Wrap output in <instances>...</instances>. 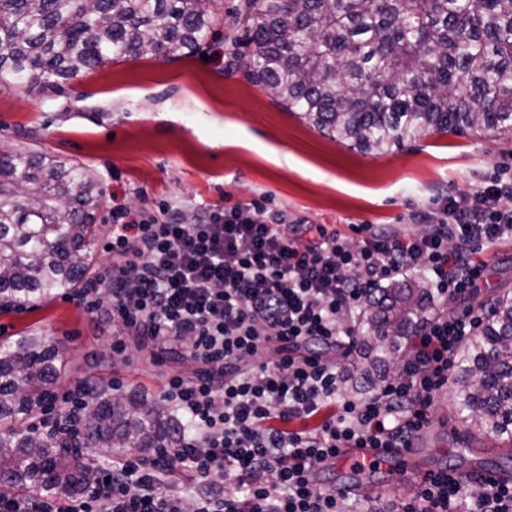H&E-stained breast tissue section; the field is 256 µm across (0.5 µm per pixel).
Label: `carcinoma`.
<instances>
[{
  "label": "carcinoma",
  "mask_w": 512,
  "mask_h": 512,
  "mask_svg": "<svg viewBox=\"0 0 512 512\" xmlns=\"http://www.w3.org/2000/svg\"><path fill=\"white\" fill-rule=\"evenodd\" d=\"M217 0H0V75L41 92L114 61L196 54ZM230 53L253 46L245 75L311 126L382 154L430 133L512 136V0H240ZM465 86L467 93H459ZM98 183L78 165L0 153V307L83 287L97 238ZM431 305L422 280L379 289L359 322L360 360L344 384L378 383L387 357L420 331ZM64 370L36 332L0 342V487L78 492L96 458L170 448L181 435L162 400L91 388L83 441L29 427ZM453 406L467 434L512 446V296L489 301L457 352Z\"/></svg>",
  "instance_id": "cac0c4a2"
}]
</instances>
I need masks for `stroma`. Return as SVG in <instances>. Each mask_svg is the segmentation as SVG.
<instances>
[{
  "instance_id": "35a3bbf8",
  "label": "stroma",
  "mask_w": 512,
  "mask_h": 512,
  "mask_svg": "<svg viewBox=\"0 0 512 512\" xmlns=\"http://www.w3.org/2000/svg\"><path fill=\"white\" fill-rule=\"evenodd\" d=\"M238 28L219 21L201 55L112 62L41 94L0 78V146L37 151L85 167L104 192L98 241L111 234L112 208L175 204L186 218L202 206L264 201L268 212L307 224H398L417 231L420 213L447 198L469 203L493 169L512 168V140L496 133L431 134L383 154L321 133L242 71L224 69ZM481 299L512 289V240L483 248ZM112 324L60 296L0 312V340L27 331L62 350L58 387L86 380L123 393L159 396L166 374L190 362L112 350ZM452 390L429 411L416 438L439 467L470 474L476 462L512 469L506 448L468 437L454 418Z\"/></svg>"
}]
</instances>
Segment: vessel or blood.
<instances>
[{
  "instance_id": "vessel-or-blood-1",
  "label": "vessel or blood",
  "mask_w": 512,
  "mask_h": 512,
  "mask_svg": "<svg viewBox=\"0 0 512 512\" xmlns=\"http://www.w3.org/2000/svg\"><path fill=\"white\" fill-rule=\"evenodd\" d=\"M336 466L342 467L351 475L354 482L341 485L345 495L361 492L357 477L374 468H395L397 475L427 477L434 474L435 469L426 465L417 448H344L335 460Z\"/></svg>"
}]
</instances>
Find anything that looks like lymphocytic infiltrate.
I'll list each match as a JSON object with an SVG mask.
<instances>
[{
  "label": "lymphocytic infiltrate",
  "instance_id": "1",
  "mask_svg": "<svg viewBox=\"0 0 512 512\" xmlns=\"http://www.w3.org/2000/svg\"><path fill=\"white\" fill-rule=\"evenodd\" d=\"M512 178L494 172L471 204L423 214L410 233L365 224L349 236L332 224L263 219L261 203L199 208L193 223L161 205L154 219L116 207L104 274L77 293L89 312L111 310L123 353L160 350L191 361L165 377L163 401L188 425L175 447L113 462L107 481L0 512H351L349 498L318 486L317 468L343 448H405L448 386L460 343L481 316L448 315L486 264L474 245L512 238ZM426 281L440 310L426 316L397 376L360 392L343 387L355 327L385 284ZM57 417L34 420L78 440L90 404L85 384L56 399ZM319 419L317 430H307ZM399 512H512V482L444 468Z\"/></svg>",
  "mask_w": 512,
  "mask_h": 512
}]
</instances>
